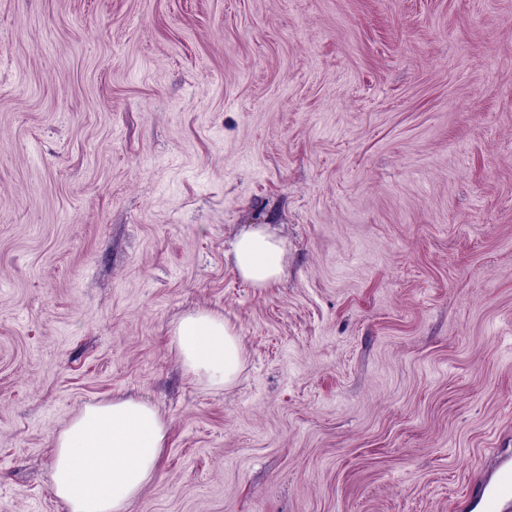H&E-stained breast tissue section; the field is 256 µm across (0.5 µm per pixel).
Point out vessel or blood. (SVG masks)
Listing matches in <instances>:
<instances>
[{"label": "vessel or blood", "mask_w": 512, "mask_h": 512, "mask_svg": "<svg viewBox=\"0 0 512 512\" xmlns=\"http://www.w3.org/2000/svg\"><path fill=\"white\" fill-rule=\"evenodd\" d=\"M459 512H512V452L494 456Z\"/></svg>", "instance_id": "obj_1"}]
</instances>
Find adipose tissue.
Returning <instances> with one entry per match:
<instances>
[{"label": "adipose tissue", "instance_id": "obj_1", "mask_svg": "<svg viewBox=\"0 0 512 512\" xmlns=\"http://www.w3.org/2000/svg\"><path fill=\"white\" fill-rule=\"evenodd\" d=\"M286 250L267 227L243 231L233 244L234 265L255 288L267 287L284 268ZM187 374L211 388L232 385L243 366L238 336L223 313L202 309L172 328ZM167 427L146 402L117 399L86 407L55 442L56 496L68 512H126L153 482Z\"/></svg>", "mask_w": 512, "mask_h": 512}]
</instances>
